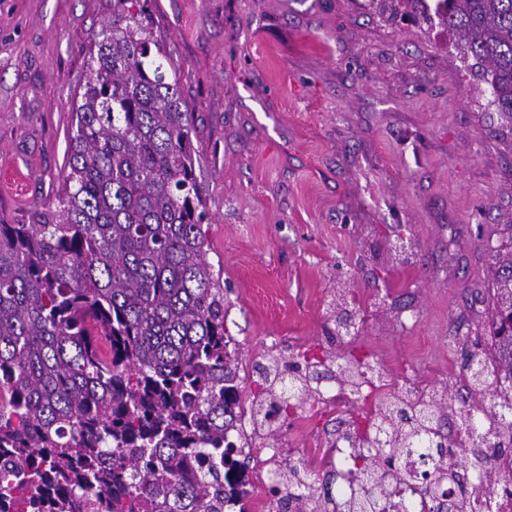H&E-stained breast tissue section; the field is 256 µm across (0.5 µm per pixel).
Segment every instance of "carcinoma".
Returning <instances> with one entry per match:
<instances>
[{
	"instance_id": "obj_1",
	"label": "carcinoma",
	"mask_w": 512,
	"mask_h": 512,
	"mask_svg": "<svg viewBox=\"0 0 512 512\" xmlns=\"http://www.w3.org/2000/svg\"><path fill=\"white\" fill-rule=\"evenodd\" d=\"M89 42L62 188L30 224L0 219V512H224L234 484L238 367L221 271L206 259L193 116L142 0H116ZM458 38L463 68L512 126V0H365ZM487 277L492 373L474 352L459 392L381 406L337 456L349 490L322 497L297 464L276 472L290 512H387V486L421 480L428 512H471L512 483L480 448L433 458L456 415L512 447V224ZM274 356L266 417L318 389ZM464 496L439 494L448 479Z\"/></svg>"
}]
</instances>
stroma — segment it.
Listing matches in <instances>:
<instances>
[{"label":"stroma","mask_w":512,"mask_h":512,"mask_svg":"<svg viewBox=\"0 0 512 512\" xmlns=\"http://www.w3.org/2000/svg\"><path fill=\"white\" fill-rule=\"evenodd\" d=\"M181 67L239 364L328 349L333 297L355 296L357 357L405 384L461 370L458 337L490 344L475 290L512 214V153L486 84L441 28L389 25L358 0H149ZM112 0H0V166L26 186L0 219L27 223L63 180L85 49ZM347 407L310 402L250 445L319 464Z\"/></svg>","instance_id":"1"}]
</instances>
